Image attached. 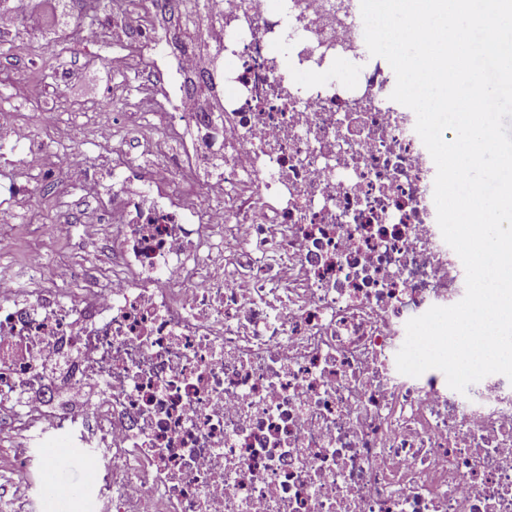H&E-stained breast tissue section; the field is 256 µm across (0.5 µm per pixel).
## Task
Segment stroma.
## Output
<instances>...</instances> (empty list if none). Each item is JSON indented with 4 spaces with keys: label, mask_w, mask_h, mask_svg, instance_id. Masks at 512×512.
<instances>
[{
    "label": "stroma",
    "mask_w": 512,
    "mask_h": 512,
    "mask_svg": "<svg viewBox=\"0 0 512 512\" xmlns=\"http://www.w3.org/2000/svg\"><path fill=\"white\" fill-rule=\"evenodd\" d=\"M67 13L58 23L43 20L44 0H5V8L18 15V26L0 33V93L13 101L15 118L24 124L31 139L46 145L59 161L56 182L36 183L32 194L10 197L0 184V279L25 290L50 295L58 290L54 269L61 264H83L89 283L111 263L102 242L111 225H103L97 237H89L81 225L112 201V167L142 171L154 155L142 152L123 138L108 143L95 136L93 119L122 123L124 102L146 95L162 97L169 88L167 76L142 65L114 74L109 61L117 45L108 37L83 42L80 0H66ZM84 153L88 167L69 171L61 160L70 151ZM46 224L61 225V232L46 236ZM100 247H93V240ZM41 251L44 265L32 273L25 254Z\"/></svg>",
    "instance_id": "35a3bbf8"
}]
</instances>
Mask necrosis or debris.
I'll return each mask as SVG.
<instances>
[{"label":"necrosis or debris","mask_w":512,"mask_h":512,"mask_svg":"<svg viewBox=\"0 0 512 512\" xmlns=\"http://www.w3.org/2000/svg\"><path fill=\"white\" fill-rule=\"evenodd\" d=\"M145 104L198 139L105 218L106 287L0 281V411L90 451L104 512H512V380L400 374L409 319L466 291L435 164L360 0H211ZM99 396L58 407L61 385Z\"/></svg>","instance_id":"4bbe7bcc"}]
</instances>
